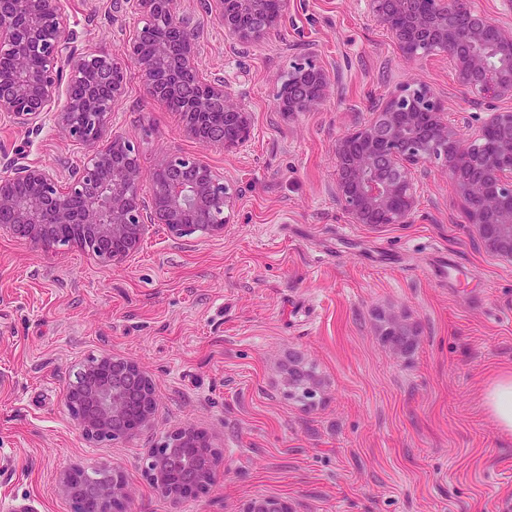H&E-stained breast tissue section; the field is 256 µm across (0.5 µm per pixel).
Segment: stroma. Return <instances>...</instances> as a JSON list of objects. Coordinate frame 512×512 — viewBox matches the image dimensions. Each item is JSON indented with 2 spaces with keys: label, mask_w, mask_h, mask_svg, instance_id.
<instances>
[{
  "label": "stroma",
  "mask_w": 512,
  "mask_h": 512,
  "mask_svg": "<svg viewBox=\"0 0 512 512\" xmlns=\"http://www.w3.org/2000/svg\"><path fill=\"white\" fill-rule=\"evenodd\" d=\"M111 4L65 0L78 50L121 53L140 18ZM285 12L280 37L244 54L204 18L195 48L200 72L228 77L254 113L246 150L188 137L131 64L112 114L139 148L142 197L169 154L223 171L237 200L223 233L175 240L155 224L112 266L0 232V512H74L66 476L114 466L125 512H244L260 497L292 512H512V435L486 407L512 372V265L476 246L439 162L409 224L351 223L335 194L333 144L370 103L419 81L472 126L485 108L445 55L405 60L365 0H285ZM307 44L338 84L316 110L279 112L275 75ZM86 152L54 116L26 129L0 116V173L34 162L64 177ZM446 255L459 269L450 280ZM393 314L417 335L403 355L382 334ZM103 356L151 379L156 409L141 436L91 443L77 429L68 386ZM296 365L318 384L315 400L289 388ZM183 425L216 448L222 473L175 504L143 460Z\"/></svg>",
  "instance_id": "stroma-1"
}]
</instances>
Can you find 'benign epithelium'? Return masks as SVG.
Listing matches in <instances>:
<instances>
[{
    "instance_id": "1",
    "label": "benign epithelium",
    "mask_w": 512,
    "mask_h": 512,
    "mask_svg": "<svg viewBox=\"0 0 512 512\" xmlns=\"http://www.w3.org/2000/svg\"><path fill=\"white\" fill-rule=\"evenodd\" d=\"M400 53L448 56L465 94L477 102L512 99V27L476 9L472 0H366ZM176 0H114L144 24L127 39L123 59L106 51L77 52L68 36L64 0H0V112L27 128L53 112L59 129L85 144L83 164L60 177L41 165L21 164L0 175V231L32 241L47 254L63 247L87 250L102 263H118L139 246L149 226L161 224L175 240L196 231L222 233L235 195L224 173L195 157L168 156L157 171L150 200L140 196L139 152L125 135L109 132L112 112L127 95L126 64H134L148 95L186 100L185 132L203 144L236 151L252 138L254 116L224 88V78L199 74L194 54L200 28L176 11ZM224 27L230 48L243 53L277 38L285 11L268 0H200ZM333 65L305 51L280 84L276 111L308 112L333 91ZM69 89L58 105L62 88ZM224 113V125L204 117ZM372 119L336 139V200L355 224H408L417 207L418 178L438 161L465 204L478 245L512 263V110L490 109L477 134L464 135L469 118L448 113L425 84L406 85L371 108ZM25 182L37 192L22 196ZM397 352L415 341L399 318L384 333ZM67 399L90 442L133 438L155 410L153 387L131 361L103 357L77 374ZM220 459L195 430L179 427L145 457L150 483L172 502L205 491ZM65 486L78 512H119L127 484L116 466L94 486L77 470ZM244 512H288L277 498L251 501Z\"/></svg>"
}]
</instances>
